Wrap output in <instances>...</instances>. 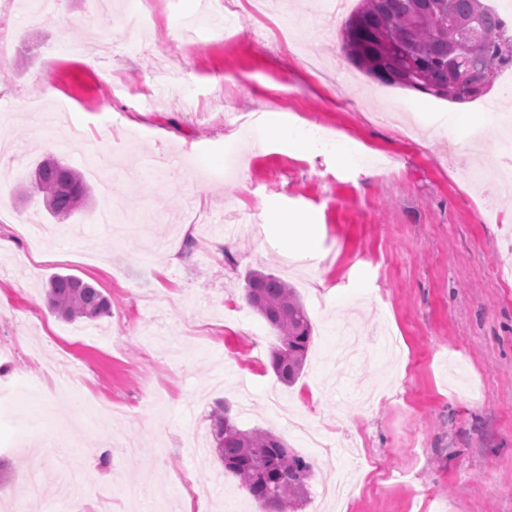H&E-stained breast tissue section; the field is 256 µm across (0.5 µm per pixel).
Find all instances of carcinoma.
Segmentation results:
<instances>
[{"instance_id":"carcinoma-1","label":"carcinoma","mask_w":512,"mask_h":512,"mask_svg":"<svg viewBox=\"0 0 512 512\" xmlns=\"http://www.w3.org/2000/svg\"><path fill=\"white\" fill-rule=\"evenodd\" d=\"M468 22L466 30L448 35V18ZM511 39L484 0H360L342 29V51L373 81L420 92L436 99L464 103L486 91L489 72L512 68V58L498 50V38ZM32 192L42 196L48 215L64 221L89 201L81 173L57 159L35 169ZM50 309L68 321L94 320L110 314L111 302L101 290L70 274L49 280ZM245 300L279 336L271 366L292 384L301 375L312 325L295 288L262 272L246 277ZM223 405L211 413V432L224 469L265 512H292L308 495L313 464L264 430H243Z\"/></svg>"}]
</instances>
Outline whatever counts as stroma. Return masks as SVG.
I'll return each mask as SVG.
<instances>
[{"mask_svg":"<svg viewBox=\"0 0 512 512\" xmlns=\"http://www.w3.org/2000/svg\"><path fill=\"white\" fill-rule=\"evenodd\" d=\"M228 2L158 0L131 41L141 0H59L34 24L32 0H0V237L16 242L0 253V488L36 472L0 512H156L155 490L181 480L194 512H264L215 452V403L312 459L285 419L335 431L343 392L352 418L337 431L373 465L341 512H512V282L495 276L512 200L464 172L495 166L496 132L448 129L455 109L498 105L502 79L459 106L380 85L346 59L344 19L322 0H277L265 22ZM190 16L207 35L171 84L158 58ZM270 112L350 140L355 159L289 148ZM162 151L177 178L148 170ZM102 153L120 217H147L134 237L100 220ZM46 157L90 190L58 224L23 194ZM230 212L254 233L225 239L215 222ZM283 212L320 227L315 258L291 268L268 252ZM251 270L290 282L311 321L293 385L244 300ZM56 273L99 288L110 315L59 319L45 299ZM103 441L111 457H89Z\"/></svg>","mask_w":512,"mask_h":512,"instance_id":"35a3bbf8","label":"stroma"}]
</instances>
